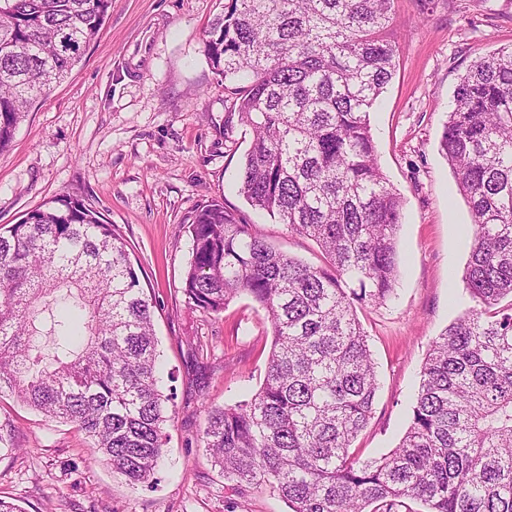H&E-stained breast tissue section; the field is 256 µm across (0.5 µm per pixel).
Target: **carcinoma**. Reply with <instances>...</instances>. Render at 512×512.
<instances>
[{
  "label": "carcinoma",
  "instance_id": "1",
  "mask_svg": "<svg viewBox=\"0 0 512 512\" xmlns=\"http://www.w3.org/2000/svg\"><path fill=\"white\" fill-rule=\"evenodd\" d=\"M394 0H224L204 53L234 84L225 127L252 139L239 193L324 258L311 266L213 201L191 224L188 303L236 296L267 313L272 347L248 400L204 406L201 440L236 493L266 486L291 512H512V48L461 75L440 139L472 217L475 306L436 336L398 446L351 452L378 390L364 302L399 275L402 199L376 160L369 114L391 81ZM112 0H0V151L78 63ZM51 338L46 356L41 339ZM152 302L120 229L87 197L50 200L0 232V395L76 425L133 484L162 459Z\"/></svg>",
  "mask_w": 512,
  "mask_h": 512
}]
</instances>
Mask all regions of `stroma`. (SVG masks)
I'll list each match as a JSON object with an SVG mask.
<instances>
[{"instance_id":"1","label":"stroma","mask_w":512,"mask_h":512,"mask_svg":"<svg viewBox=\"0 0 512 512\" xmlns=\"http://www.w3.org/2000/svg\"><path fill=\"white\" fill-rule=\"evenodd\" d=\"M224 0H112L97 39L47 99L35 102L0 152V227L47 201L90 198L118 225L153 305L160 386L170 422L150 484H131L95 458L84 432L0 398V498L24 512H289L267 489L238 496L201 442L205 406L260 387L272 343L263 310L245 295L215 317L182 291L185 232L208 201L276 249L318 266L310 239L238 193L252 138L224 120L234 100L203 51ZM396 72L370 113L377 162L403 200L395 295L357 308L378 371L373 416L353 447L363 458L395 448L412 415L432 340L472 302L463 273L470 214L439 140L459 77L476 58L512 46V0H395L387 33Z\"/></svg>"}]
</instances>
